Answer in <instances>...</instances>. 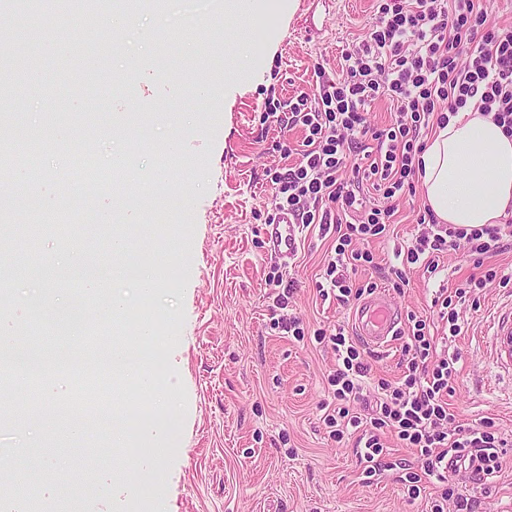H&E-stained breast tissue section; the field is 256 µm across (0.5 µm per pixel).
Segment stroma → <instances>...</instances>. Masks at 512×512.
I'll return each mask as SVG.
<instances>
[{
	"instance_id": "obj_1",
	"label": "stroma",
	"mask_w": 512,
	"mask_h": 512,
	"mask_svg": "<svg viewBox=\"0 0 512 512\" xmlns=\"http://www.w3.org/2000/svg\"><path fill=\"white\" fill-rule=\"evenodd\" d=\"M26 0L0 10V47L20 45L11 66L9 96L0 101V133L25 134L24 146L0 176V196L20 224H79L77 241L51 234L19 258L1 293L20 304L18 326L39 320L54 335L57 314L33 316L29 298L61 269L94 265L106 288L132 281L112 254V235H127L133 257L153 262L156 274L176 281L152 303L162 315L186 312L180 343L171 356L188 394L185 420L158 419L157 431L136 438L135 474L128 496L112 499L109 482L87 480L88 495L68 496V512H430L435 484L408 497L400 478L417 466L413 449L387 437L391 470L373 484L362 480L355 442H334L322 422L328 399L324 376L335 357L312 332L349 322L350 308L322 301L317 284L335 246L333 233L304 228L297 254L281 266L297 290L288 303L306 336L298 341L271 329L275 295L265 280L276 266L265 236L273 189L265 178L281 164L273 143L281 134L263 119L267 94L286 100L309 90L314 68L341 71L342 54L368 31L374 0H294L275 26L249 11L226 12L214 0H166L164 8L112 14L114 49L97 44L58 14V38L17 40ZM257 53H250L253 38ZM97 128L87 148L99 166L121 175L120 185L87 191L70 177L72 156L52 131ZM29 173L43 185L30 207L16 177ZM423 194L400 202L393 235L371 243L378 266L407 243L424 208ZM433 283L410 276L404 291H389L402 313L436 319ZM512 304V290L488 285L477 306L463 314L462 333L451 344L458 355L451 406L464 422L493 419L512 434V368L493 358L490 322ZM162 449L158 483L141 471L149 449ZM43 471L81 459L61 431H0V466L23 481L25 452ZM475 512H512V447L491 483L456 476Z\"/></svg>"
}]
</instances>
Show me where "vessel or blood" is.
I'll list each match as a JSON object with an SVG mask.
<instances>
[{
	"label": "vessel or blood",
	"mask_w": 512,
	"mask_h": 512,
	"mask_svg": "<svg viewBox=\"0 0 512 512\" xmlns=\"http://www.w3.org/2000/svg\"><path fill=\"white\" fill-rule=\"evenodd\" d=\"M302 226L288 213H280L266 235L276 258H293L297 252ZM402 316L384 292H377L360 302L352 311V327L357 338L366 346L381 350L391 345L401 328ZM496 350L512 355V312L493 320Z\"/></svg>",
	"instance_id": "1"
}]
</instances>
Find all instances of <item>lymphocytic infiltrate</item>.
<instances>
[{
	"label": "lymphocytic infiltrate",
	"instance_id": "obj_1",
	"mask_svg": "<svg viewBox=\"0 0 512 512\" xmlns=\"http://www.w3.org/2000/svg\"><path fill=\"white\" fill-rule=\"evenodd\" d=\"M343 59L338 74L315 67L313 92H300L286 102L269 96L264 110L281 129L298 127L305 133L298 162L268 169L266 176L275 189L276 211L334 231V253L317 288L321 299L347 305L375 288L371 282H353L350 272L373 264L366 242L387 238L395 203L415 194L426 148L423 131L447 126L475 99L479 110L492 114L512 136V25L491 24L482 0H376L365 38ZM381 98L394 107L395 118L377 129L366 112ZM369 150L374 157L367 162L362 155ZM373 191L386 199V206L371 201ZM416 224L412 240L395 250L396 263L386 279L394 290H403L410 271L435 277L444 256L467 247L474 273L454 290L439 288L431 300L449 337H456L460 310L477 303L487 284L512 288V274L484 263L504 249L512 225L458 227L440 223L427 208L417 213ZM313 335L317 343H329L336 355L325 378L333 400L324 406L323 422L334 441L356 435L364 476L387 470L382 436L391 433L417 454V469L404 477L410 497H419L432 478L442 489L431 512H472L469 500L455 488L454 476L496 477L503 450L512 442L494 422L470 426L450 408L458 357L439 350L430 322L408 315L403 375L374 385L368 382L371 369L364 350L345 325L331 334L319 328Z\"/></svg>",
	"mask_w": 512,
	"mask_h": 512
}]
</instances>
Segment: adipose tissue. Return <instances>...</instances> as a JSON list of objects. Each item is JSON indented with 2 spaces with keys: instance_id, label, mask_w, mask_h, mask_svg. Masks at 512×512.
I'll return each instance as SVG.
<instances>
[{
  "instance_id": "ef3b65f1",
  "label": "adipose tissue",
  "mask_w": 512,
  "mask_h": 512,
  "mask_svg": "<svg viewBox=\"0 0 512 512\" xmlns=\"http://www.w3.org/2000/svg\"><path fill=\"white\" fill-rule=\"evenodd\" d=\"M426 202L445 224H496L512 212V137L467 107L421 155Z\"/></svg>"
}]
</instances>
